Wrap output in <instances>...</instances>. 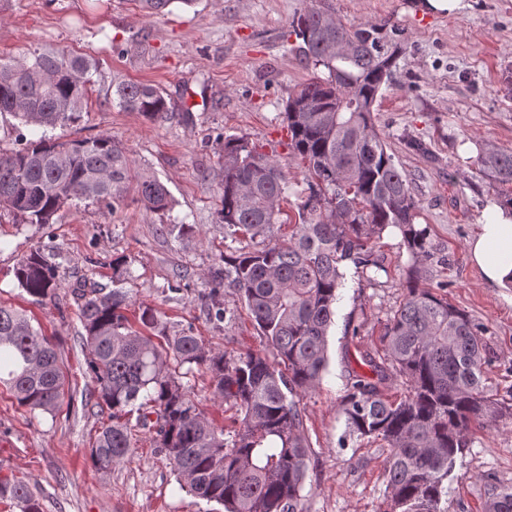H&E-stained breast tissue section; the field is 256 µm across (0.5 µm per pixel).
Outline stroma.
<instances>
[{
	"label": "stroma",
	"mask_w": 512,
	"mask_h": 512,
	"mask_svg": "<svg viewBox=\"0 0 512 512\" xmlns=\"http://www.w3.org/2000/svg\"><path fill=\"white\" fill-rule=\"evenodd\" d=\"M305 0H196L148 17L136 0H0V58L64 50L92 62L91 93L67 137L109 136L134 164L169 188L171 213L127 202L116 211L77 200L55 223L22 224L0 214V303L26 311L54 343L66 396L54 413L32 411L0 388V478L23 481L41 512H219L182 490L152 434L134 429L132 456L97 472L89 448L107 410L93 396L75 293L120 289L126 313L156 309L170 333L192 332L210 349L235 355L265 350L245 304L233 290L215 297L225 320L199 302L225 253L246 247L217 224L224 140L242 137L277 155L292 191L282 205L297 214L307 186L306 163L288 148L283 112L289 93L324 76L305 64L288 38ZM343 23L388 19L406 32L391 86L383 88L374 120L419 203L415 221L430 230L433 257L413 260L400 235L373 247L378 273L348 274L338 292L321 384L300 395L309 469L304 512H391L382 441L345 435L347 370L358 347L382 351V337L402 302L406 283L434 289L486 328L489 385L512 404V288L484 281L468 241L497 194L478 169V148L512 150V0H462L448 12L425 0H332ZM147 82L167 98V120L153 123L112 105V85ZM426 147L410 149L408 139ZM185 229L165 235L171 218ZM59 266L54 298L36 301L19 288L14 270L32 249ZM183 382L200 410L217 424L232 415L214 400L210 375L192 367ZM512 486V418L474 423L469 444L448 480L444 512H482L493 488Z\"/></svg>",
	"instance_id": "obj_1"
}]
</instances>
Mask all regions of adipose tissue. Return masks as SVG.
<instances>
[{
    "label": "adipose tissue",
    "instance_id": "1",
    "mask_svg": "<svg viewBox=\"0 0 512 512\" xmlns=\"http://www.w3.org/2000/svg\"><path fill=\"white\" fill-rule=\"evenodd\" d=\"M473 263L489 284L512 286V208L489 205L477 234L468 243Z\"/></svg>",
    "mask_w": 512,
    "mask_h": 512
}]
</instances>
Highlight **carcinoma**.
Here are the masks:
<instances>
[{
  "instance_id": "cac0c4a2",
  "label": "carcinoma",
  "mask_w": 512,
  "mask_h": 512,
  "mask_svg": "<svg viewBox=\"0 0 512 512\" xmlns=\"http://www.w3.org/2000/svg\"><path fill=\"white\" fill-rule=\"evenodd\" d=\"M148 16L196 0H139ZM298 55L327 71L288 96L284 120L288 147L307 163L308 194L287 238L275 234L288 190L277 156L259 152L242 137L224 138V169L216 221L224 236L260 239L250 249L224 254L210 273V299L231 288L245 302L273 357L246 351L228 356L207 348L192 333H168L157 312L141 309L143 330L124 314L125 295L77 293L79 318L90 348L97 404L109 410L89 459L107 472L133 451L130 421L155 433L156 450L172 465L180 486L224 512H302L309 445L297 397L319 385L327 366L328 331L345 262L366 272L380 268L372 245L389 227L400 230L414 261L431 253L428 229L414 223L418 202L406 173L378 133L373 106L395 76L405 32L389 20L345 25L328 0H307L290 22ZM90 64L63 52L0 62V113L42 129L10 154L0 152V208L25 224H52L74 199L115 210L135 191L147 208L171 207L167 186L136 169L125 148L110 137L59 141L47 130L80 117L88 94ZM112 104L151 122L167 117L163 91L152 84L120 83ZM479 171L512 206V152L484 147ZM19 288L52 299L58 267L36 248L16 265ZM448 299L415 284L383 335L385 358L366 353L363 363L386 377L395 370L408 395L391 400L369 377L348 373L343 412L347 432L388 448L386 479L398 512H443L448 478L467 446L471 423L496 420L512 408L497 398L485 377L482 336ZM185 364L210 374L214 399L235 409L230 431L218 428L180 381ZM65 375L55 345L27 315L0 305V386L29 410L53 412ZM0 499L21 512H40L26 484L0 479ZM485 512H512V488L493 489Z\"/></svg>"
}]
</instances>
